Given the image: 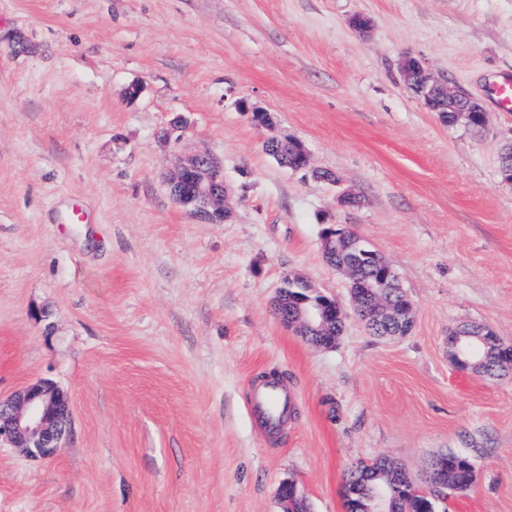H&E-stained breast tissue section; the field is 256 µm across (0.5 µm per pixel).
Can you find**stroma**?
<instances>
[{
    "instance_id": "1",
    "label": "stroma",
    "mask_w": 512,
    "mask_h": 512,
    "mask_svg": "<svg viewBox=\"0 0 512 512\" xmlns=\"http://www.w3.org/2000/svg\"><path fill=\"white\" fill-rule=\"evenodd\" d=\"M406 55L485 127L427 111ZM504 70L512 0H0V397L46 379L72 412L52 458L0 447V512H277L287 479L312 512H346L351 465L388 456L421 481L448 449L476 479L438 512H512V367L459 369L447 344L473 323L512 342V112L486 96ZM241 98L340 187L280 167ZM200 147L224 165L229 223L163 184ZM327 224L400 274L408 335L352 314L318 349L280 324L290 274L349 302ZM270 371L295 396L275 433L249 412Z\"/></svg>"
}]
</instances>
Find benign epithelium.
I'll list each match as a JSON object with an SVG mask.
<instances>
[{
	"instance_id": "1",
	"label": "benign epithelium",
	"mask_w": 512,
	"mask_h": 512,
	"mask_svg": "<svg viewBox=\"0 0 512 512\" xmlns=\"http://www.w3.org/2000/svg\"><path fill=\"white\" fill-rule=\"evenodd\" d=\"M400 70L416 84L423 105L430 112L436 111L435 102L441 98L453 106L461 97L460 93L436 79L419 59L402 58ZM238 108L250 113L259 127L271 129L275 126L271 113L245 100L238 102ZM269 147L284 162L293 154L301 157V164L292 167V171H310L320 181L332 186L339 184L335 173L327 174L311 166L309 152L300 140L271 136L264 141V148ZM166 182L172 200L202 222L223 224L232 219L233 211L227 206L224 166L208 150L197 148L178 154ZM321 250L329 265L350 274L351 287L365 293L366 302L359 307L364 321L382 312L385 289L402 288L392 265L346 225H331L329 232L321 235ZM366 266L377 268L379 274L361 282L356 272ZM274 309L283 326L320 348L336 345V337L322 336V330L334 325L344 328L345 317L336 299L317 291L302 277L285 278L275 297ZM467 336H483L499 342L490 330L481 326L456 329L448 339L452 360H457L461 354ZM70 427L69 398L52 382L38 380L17 390L8 399H0V446L6 444L22 448L34 456L51 457L63 448V439Z\"/></svg>"
}]
</instances>
